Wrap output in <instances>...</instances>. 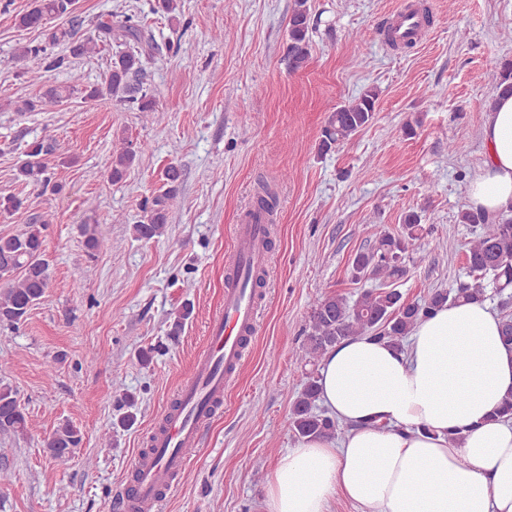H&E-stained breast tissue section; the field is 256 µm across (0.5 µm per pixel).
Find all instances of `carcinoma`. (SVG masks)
Listing matches in <instances>:
<instances>
[{
	"label": "carcinoma",
	"mask_w": 512,
	"mask_h": 512,
	"mask_svg": "<svg viewBox=\"0 0 512 512\" xmlns=\"http://www.w3.org/2000/svg\"><path fill=\"white\" fill-rule=\"evenodd\" d=\"M74 3L75 0H34L29 10L18 15L17 23L25 29L43 28L47 20L71 14ZM311 18L308 0H294L287 45L288 64L294 70L303 67L309 57ZM96 31L98 40L88 38L79 41L75 39L72 24L48 29L43 41L29 43L20 49L21 76L29 82H36L42 78V72L66 65V58L53 54L57 45L68 44L73 56L83 57L94 52L98 41H116L123 50L112 56L105 86L101 89L82 88L80 77L75 75L71 82L50 86L38 98L24 102L22 110L47 112L74 93L82 92L86 99L96 100L107 95L142 113L155 111V103L143 80V58L152 54L154 41L141 18L135 13L111 14L97 23ZM490 82L492 94L512 95V58L506 57L499 62ZM378 97L377 89L369 87L333 110L322 130L318 151L326 153L369 126L375 118ZM49 150L50 145L42 141L32 143L26 151V159L19 166V176L27 183L54 192L57 186L51 184L42 161ZM135 160L136 151L128 145L122 146L112 157V180H121ZM179 178L176 167L166 169L165 180L170 187L145 203L144 221L133 225L136 238L152 240L165 234L169 207L176 192L173 184ZM459 221L476 226V234L466 250L470 273L475 275L474 282H461L449 291L437 290L423 300L414 301L404 299L398 290L391 287V283L406 275L408 245L417 239L420 229V217L410 213L405 216L399 234L384 232L380 234L375 249L355 255L351 265L352 280L372 281V287L363 289L354 300L336 292L325 293L312 306L307 334L297 361L314 366L327 350L353 336H370L401 347L413 328L430 312L447 303L484 300L483 280H489L500 293L512 289V219L494 217L482 210L464 209L460 212ZM49 224L50 218L40 214L32 218L23 232L0 236V282L6 285L0 293V325L13 326L21 322L50 286L49 267L43 259V231ZM511 302L507 299L502 303L501 316L503 341L510 348L512 314L507 308ZM318 399V377L311 370L306 373L303 389L293 402L290 426L300 437L334 438L340 425L335 418L317 410ZM26 427L27 415L16 392L1 385L0 432L22 433ZM81 442L80 430L67 422L53 431L46 448L56 463L65 465Z\"/></svg>",
	"instance_id": "cac0c4a2"
}]
</instances>
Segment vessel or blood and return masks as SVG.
Returning <instances> with one entry per match:
<instances>
[{
  "mask_svg": "<svg viewBox=\"0 0 512 512\" xmlns=\"http://www.w3.org/2000/svg\"><path fill=\"white\" fill-rule=\"evenodd\" d=\"M426 34L423 14L404 0L390 23V37L405 45ZM269 226L257 209L241 214L235 226L232 259L224 271V304L211 320L205 346L180 383L161 426L152 434L151 450L132 467V489L118 502L120 512H160L175 479L186 468L205 426L224 402V389L239 368L243 349L255 331L257 299L244 285L248 273L266 270Z\"/></svg>",
  "mask_w": 512,
  "mask_h": 512,
  "instance_id": "vessel-or-blood-1",
  "label": "vessel or blood"
}]
</instances>
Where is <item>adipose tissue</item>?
<instances>
[{"label": "adipose tissue", "mask_w": 512, "mask_h": 512, "mask_svg": "<svg viewBox=\"0 0 512 512\" xmlns=\"http://www.w3.org/2000/svg\"><path fill=\"white\" fill-rule=\"evenodd\" d=\"M482 136L486 160L470 202L512 212V96L497 97ZM500 328L487 302L452 303L403 349L366 336L329 349L319 402L346 432L302 438L279 458L271 512H326L337 495L364 512H512V419L492 417L512 393Z\"/></svg>", "instance_id": "obj_1"}]
</instances>
